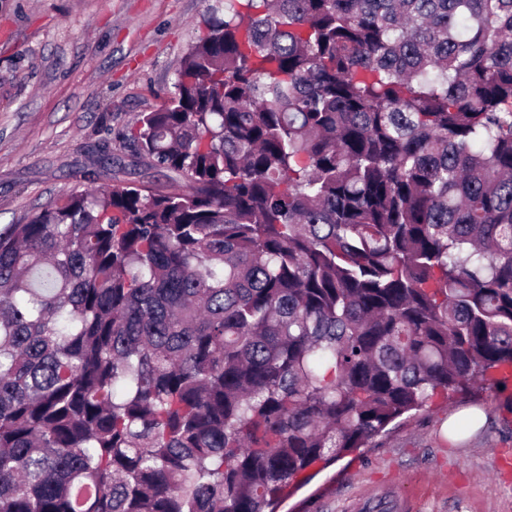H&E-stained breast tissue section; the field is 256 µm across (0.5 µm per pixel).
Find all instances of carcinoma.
<instances>
[{
  "instance_id": "carcinoma-1",
  "label": "carcinoma",
  "mask_w": 512,
  "mask_h": 512,
  "mask_svg": "<svg viewBox=\"0 0 512 512\" xmlns=\"http://www.w3.org/2000/svg\"><path fill=\"white\" fill-rule=\"evenodd\" d=\"M205 23L112 184L0 228V512H274L512 385V0Z\"/></svg>"
}]
</instances>
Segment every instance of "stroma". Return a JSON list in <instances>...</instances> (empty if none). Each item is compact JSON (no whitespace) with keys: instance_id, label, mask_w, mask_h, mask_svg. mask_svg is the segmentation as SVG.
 <instances>
[{"instance_id":"1","label":"stroma","mask_w":512,"mask_h":512,"mask_svg":"<svg viewBox=\"0 0 512 512\" xmlns=\"http://www.w3.org/2000/svg\"><path fill=\"white\" fill-rule=\"evenodd\" d=\"M213 0H0V228L108 181L96 147L129 156V132L164 105ZM485 420L449 441V415ZM512 512V397L481 390L435 401L370 447L311 471L278 512Z\"/></svg>"}]
</instances>
